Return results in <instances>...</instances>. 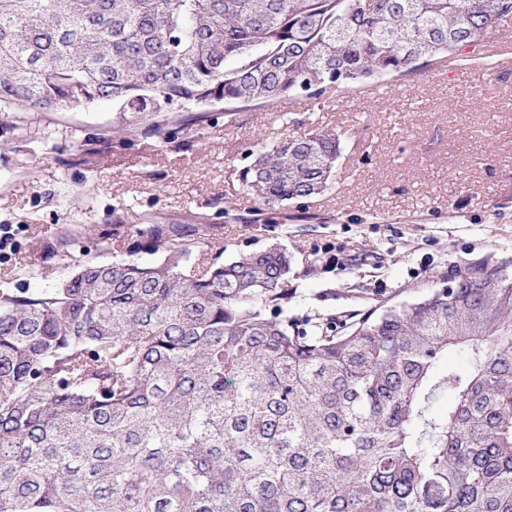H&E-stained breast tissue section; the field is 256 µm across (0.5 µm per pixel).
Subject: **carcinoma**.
<instances>
[{"instance_id": "1", "label": "carcinoma", "mask_w": 512, "mask_h": 512, "mask_svg": "<svg viewBox=\"0 0 512 512\" xmlns=\"http://www.w3.org/2000/svg\"><path fill=\"white\" fill-rule=\"evenodd\" d=\"M509 17L512 0H0V112L108 102L162 141L164 112L230 122L376 87ZM340 155L315 126L238 180L275 214L331 189ZM210 233L118 224L120 259L0 288V512H512V256L338 334L288 318L284 245L193 256Z\"/></svg>"}]
</instances>
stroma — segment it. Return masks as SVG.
<instances>
[{
	"label": "stroma",
	"mask_w": 512,
	"mask_h": 512,
	"mask_svg": "<svg viewBox=\"0 0 512 512\" xmlns=\"http://www.w3.org/2000/svg\"><path fill=\"white\" fill-rule=\"evenodd\" d=\"M165 118L158 144L118 133L111 105L0 113V288L56 287L105 247L59 256L61 234L114 222L210 224L225 258L284 244L296 262L290 316L344 322L379 300L412 301L464 261L512 255V63L444 65L388 85ZM313 126L342 135L333 191L260 222L237 171L249 149ZM311 268H304V261Z\"/></svg>",
	"instance_id": "stroma-1"
}]
</instances>
